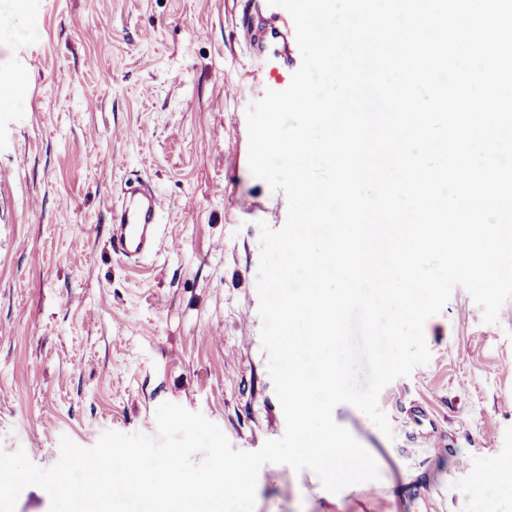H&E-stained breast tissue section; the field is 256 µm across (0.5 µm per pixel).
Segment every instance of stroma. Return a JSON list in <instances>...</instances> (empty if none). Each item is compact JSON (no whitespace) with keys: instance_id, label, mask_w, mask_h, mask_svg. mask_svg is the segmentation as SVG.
Instances as JSON below:
<instances>
[{"instance_id":"35a3bbf8","label":"stroma","mask_w":512,"mask_h":512,"mask_svg":"<svg viewBox=\"0 0 512 512\" xmlns=\"http://www.w3.org/2000/svg\"><path fill=\"white\" fill-rule=\"evenodd\" d=\"M250 0H0V448L48 468L60 439L156 436L165 401L202 413L238 450L285 419L260 339L259 222L284 192L248 165L246 112L281 85L239 25ZM25 155L24 167L15 158ZM150 180L164 200L151 253L113 252L108 208ZM455 289L425 324L428 364L379 404L335 422L372 454L376 481L336 493L309 470L264 464L254 512H489L478 486L512 465V300L494 324ZM422 406L433 444L409 416ZM429 500H402L414 484Z\"/></svg>"}]
</instances>
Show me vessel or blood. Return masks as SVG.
<instances>
[{
    "label": "vessel or blood",
    "mask_w": 512,
    "mask_h": 512,
    "mask_svg": "<svg viewBox=\"0 0 512 512\" xmlns=\"http://www.w3.org/2000/svg\"><path fill=\"white\" fill-rule=\"evenodd\" d=\"M241 34L261 68L275 77H287L292 64L291 49L296 42L294 29L272 17L248 18L242 24ZM163 208L162 197L148 182L122 189L118 202L111 207L112 249L129 259L150 252Z\"/></svg>",
    "instance_id": "b4317fda"
}]
</instances>
